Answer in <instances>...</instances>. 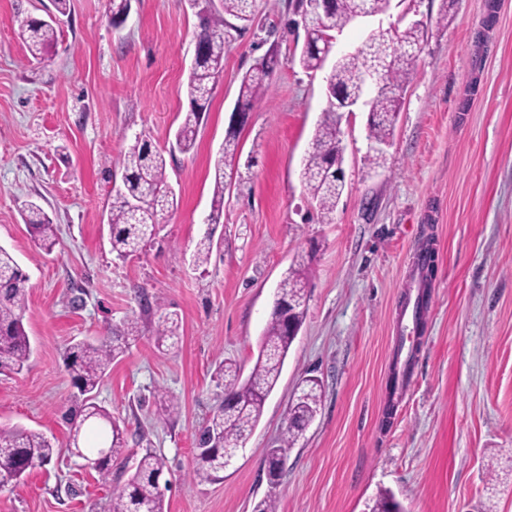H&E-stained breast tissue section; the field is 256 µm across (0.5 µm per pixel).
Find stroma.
<instances>
[{"label":"stroma","mask_w":512,"mask_h":512,"mask_svg":"<svg viewBox=\"0 0 512 512\" xmlns=\"http://www.w3.org/2000/svg\"><path fill=\"white\" fill-rule=\"evenodd\" d=\"M297 0H254V23L227 17L224 70L193 148L172 151L189 109L187 83L204 0H131L112 27L110 0H70L45 61L17 32L51 0H0V246L27 273L24 325L32 354L0 375V425L66 444L73 389L66 348L110 335L127 320L139 336L112 367L98 402L124 420L127 446L166 460V512H365L391 489L407 512H512V0L484 26L485 0H394L417 12L425 36L382 166H369L368 111L344 114V183L331 220L308 199L301 169L329 105L324 72L298 64L304 32L290 30ZM280 64L255 100L225 168L220 224L205 219L214 162L243 76L270 49ZM167 153L178 204L139 255L115 257L106 226L120 158L137 134ZM57 227L41 252L23 220L26 202ZM212 232L206 268L195 245ZM436 263L420 334L409 332L418 248ZM311 267L305 321L258 425L216 481L194 476L196 433L224 397L223 360L250 374L280 281ZM182 320L178 346L158 351L156 312ZM415 346L411 376L390 390L399 346ZM322 383L315 420L278 447L304 379ZM179 401L170 416L165 399ZM128 464L109 474L61 452L0 490V512H106Z\"/></svg>","instance_id":"obj_1"}]
</instances>
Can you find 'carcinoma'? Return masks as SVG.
I'll return each instance as SVG.
<instances>
[{
    "instance_id": "cac0c4a2",
    "label": "carcinoma",
    "mask_w": 512,
    "mask_h": 512,
    "mask_svg": "<svg viewBox=\"0 0 512 512\" xmlns=\"http://www.w3.org/2000/svg\"><path fill=\"white\" fill-rule=\"evenodd\" d=\"M249 0H222L224 14L243 22L254 21L247 11ZM383 9V0H334L327 19L314 14L309 18V36L314 43L322 40L325 29L345 27L351 15L361 8ZM19 37L29 54L37 59L55 42L52 23L34 17L23 19ZM423 32L418 28H395L364 43L355 54L340 56L327 77L334 90L343 97L362 93L360 76L372 70L380 76L388 90L374 95L372 116L368 120L367 139L386 141L394 131L395 115L413 64L420 50ZM198 50L189 78L187 94L190 109L175 134L176 145L189 151L196 139L203 114L207 112L212 87L224 70V21L208 15L201 17L197 32ZM321 51H305L300 65L312 72L323 69ZM277 65L271 57L256 64L246 73L240 87L238 105L247 112L252 101L268 95L269 79ZM238 134L224 138V146L215 161L213 206L207 223L218 224L224 211V163L238 150ZM343 164V147L339 137L336 109L330 108L318 126L312 151L302 170L309 197L316 203L320 217L330 219L344 184L336 180V169ZM122 184L113 188L108 210V231L112 252L120 259L134 257L155 236L159 219L177 204L168 182L167 162L159 149L146 137H135L121 160ZM39 248L47 253L56 244L55 224L37 205L27 206L25 219ZM213 249L211 234L196 244L197 266L209 263ZM306 268L289 272L279 284L270 317L262 336L257 361L247 377L231 361L219 365L224 378V400L211 409L200 429L195 456V475L217 479L224 471L225 458L232 456L247 441L257 425L267 396L281 375L288 351L296 339L306 316ZM27 275L14 256L0 246V374H19L31 356V345L23 317L27 298ZM181 321L174 312L159 315L155 328L157 347L173 348L180 338ZM139 336L137 322L128 321L122 331L93 343L82 341L71 345L66 354V369L74 392V404L66 412L71 424L74 454L86 466L105 474L112 462L128 455L126 432L112 412L96 401L97 391L109 366L122 355L129 341ZM321 405V385L307 380V385L288 410V422L281 445L271 448L265 460L268 482L277 484L284 473V449L293 447L305 427L315 418ZM62 452V446L43 433L24 427L0 426V473L19 483L29 471L50 463ZM165 459L147 445L135 459L132 473L122 486L112 490L108 512H165V496L159 477ZM367 512H406L390 490H382L366 505Z\"/></svg>"
}]
</instances>
